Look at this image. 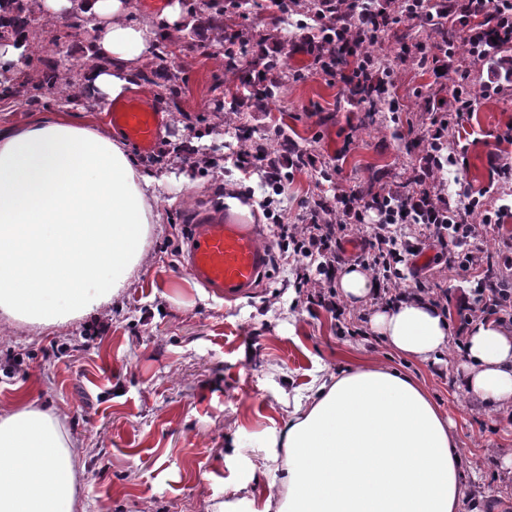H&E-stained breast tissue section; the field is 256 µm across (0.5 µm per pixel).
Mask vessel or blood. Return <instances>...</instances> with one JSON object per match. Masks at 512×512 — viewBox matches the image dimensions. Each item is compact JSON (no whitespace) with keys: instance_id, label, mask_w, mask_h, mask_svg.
<instances>
[{"instance_id":"vessel-or-blood-1","label":"vessel or blood","mask_w":512,"mask_h":512,"mask_svg":"<svg viewBox=\"0 0 512 512\" xmlns=\"http://www.w3.org/2000/svg\"><path fill=\"white\" fill-rule=\"evenodd\" d=\"M113 130L141 152H151L163 126V113L152 101L131 97L109 113ZM186 266L191 279L217 298L234 301L265 278L268 250L255 231L236 215L216 207L191 225L186 238Z\"/></svg>"}]
</instances>
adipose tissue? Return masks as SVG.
Returning <instances> with one entry per match:
<instances>
[{"mask_svg":"<svg viewBox=\"0 0 512 512\" xmlns=\"http://www.w3.org/2000/svg\"><path fill=\"white\" fill-rule=\"evenodd\" d=\"M43 20L91 21L95 54L65 96L108 108L136 89L156 44L175 40L190 0L151 19L131 0H36ZM158 180L142 174L111 135L68 118L0 126V321L51 331L98 316L148 258ZM348 306L379 284L357 265L336 274ZM386 346L416 363L451 347L447 317L411 298L373 311ZM458 388L486 409L512 408V333L471 325ZM280 488L262 512H459L466 494L454 425L409 375L347 368L313 379L292 400L273 441ZM86 462L64 417L16 387L0 406V512H87Z\"/></svg>","mask_w":512,"mask_h":512,"instance_id":"1","label":"adipose tissue"}]
</instances>
